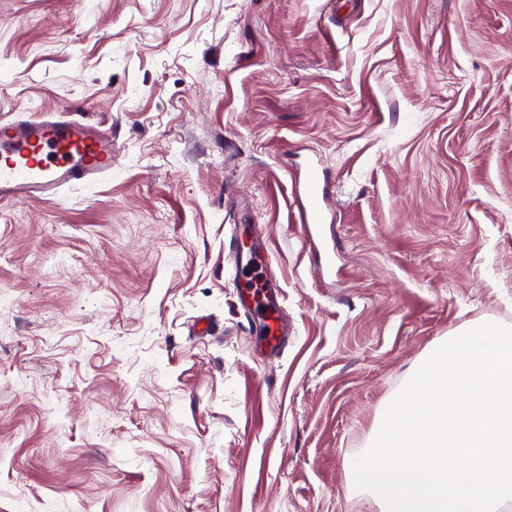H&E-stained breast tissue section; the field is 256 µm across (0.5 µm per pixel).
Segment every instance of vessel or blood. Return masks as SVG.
I'll return each instance as SVG.
<instances>
[{
	"label": "vessel or blood",
	"mask_w": 512,
	"mask_h": 512,
	"mask_svg": "<svg viewBox=\"0 0 512 512\" xmlns=\"http://www.w3.org/2000/svg\"><path fill=\"white\" fill-rule=\"evenodd\" d=\"M112 134L73 112H48L0 121V202L32 198L58 199L66 188L97 183L112 172ZM301 205L298 222L306 232L327 220L331 206L324 171L307 161L299 174ZM227 249L239 276L245 317L258 325L260 347L273 356L288 340V321L278 304L280 289L263 272L260 257L266 250L264 232L255 235L250 253L236 241Z\"/></svg>",
	"instance_id": "vessel-or-blood-1"
}]
</instances>
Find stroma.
<instances>
[{
    "mask_svg": "<svg viewBox=\"0 0 512 512\" xmlns=\"http://www.w3.org/2000/svg\"><path fill=\"white\" fill-rule=\"evenodd\" d=\"M59 111L115 164L0 203V512H374L347 463L407 374L512 325V0H0V119ZM235 210L268 237L276 358ZM301 205L297 219L309 237L318 224H325L331 203L328 198L327 181L319 164L308 160L299 174ZM232 257L239 276L237 289L244 298L241 302L245 317L258 325L260 347L269 356H275L288 342V320L278 304L280 287L263 272L260 257L266 250V236L258 229L255 235V247L248 255L238 249L235 237L224 244Z\"/></svg>",
    "mask_w": 512,
    "mask_h": 512,
    "instance_id": "35a3bbf8",
    "label": "stroma"
}]
</instances>
